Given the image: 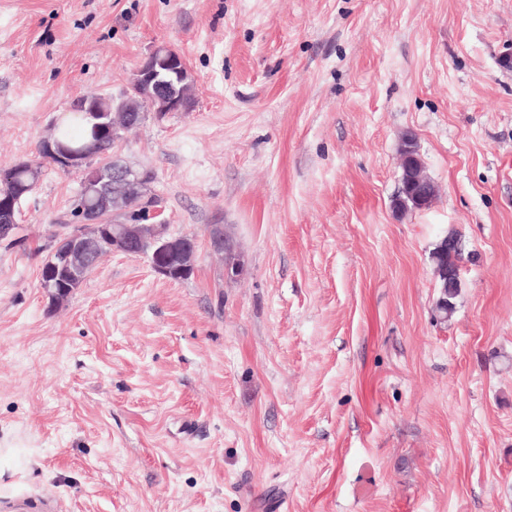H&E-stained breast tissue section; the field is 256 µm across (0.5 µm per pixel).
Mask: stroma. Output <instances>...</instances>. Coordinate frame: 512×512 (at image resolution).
I'll list each match as a JSON object with an SVG mask.
<instances>
[{
  "label": "stroma",
  "mask_w": 512,
  "mask_h": 512,
  "mask_svg": "<svg viewBox=\"0 0 512 512\" xmlns=\"http://www.w3.org/2000/svg\"><path fill=\"white\" fill-rule=\"evenodd\" d=\"M159 45L192 107L116 152L195 269L111 253L53 301L80 176L43 167L0 242V448L33 461L0 512H512V0H0V167ZM408 132L437 196L404 212ZM448 238V254L444 255V262H441L437 256L432 257V261H434V268L436 277L439 280V288L440 295L436 302V309L441 315L442 320H448V314H452L454 311V303L453 300L456 297V289L448 288V281L451 279H456L461 282V270L463 267V257L457 256L453 260V265L448 267V259L452 252L461 251V245L457 236L453 233L446 234ZM446 238V240H447ZM443 306L445 311L443 312L440 309V306Z\"/></svg>",
  "instance_id": "stroma-1"
}]
</instances>
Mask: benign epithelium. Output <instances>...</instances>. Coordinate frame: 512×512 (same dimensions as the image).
<instances>
[{
	"label": "benign epithelium",
	"mask_w": 512,
	"mask_h": 512,
	"mask_svg": "<svg viewBox=\"0 0 512 512\" xmlns=\"http://www.w3.org/2000/svg\"><path fill=\"white\" fill-rule=\"evenodd\" d=\"M185 63L177 52L158 46L147 56L140 68V78L136 81L139 95L150 104L157 106L163 112H181L185 108V100L167 88L164 75L169 73H183ZM417 150V142L408 134L401 141L399 151V165L402 170L400 194L406 196L408 204L404 208L412 207L416 210L426 209L436 196V189L432 188V181L426 174L422 164L411 165L409 159L413 151ZM104 184L109 193L102 198V203L112 205L124 197L130 185H140L143 193L152 195L151 182L145 181L139 172L129 166L116 163L104 176ZM147 224H130L122 229L112 230V251L130 255L145 254L150 258L153 270L166 277L190 275L194 269V260L197 252V240L184 237H170L168 224L163 217V210L150 209L147 211ZM87 227L77 224L64 231L61 237L71 242L72 255L85 261L90 258L93 238L86 234ZM208 238L212 251L220 256L231 254L233 246L224 235V225L212 224L208 229ZM436 277L439 280L440 295L436 306L448 307V281L461 280L463 257L453 260V265L432 257Z\"/></svg>",
	"instance_id": "obj_1"
}]
</instances>
